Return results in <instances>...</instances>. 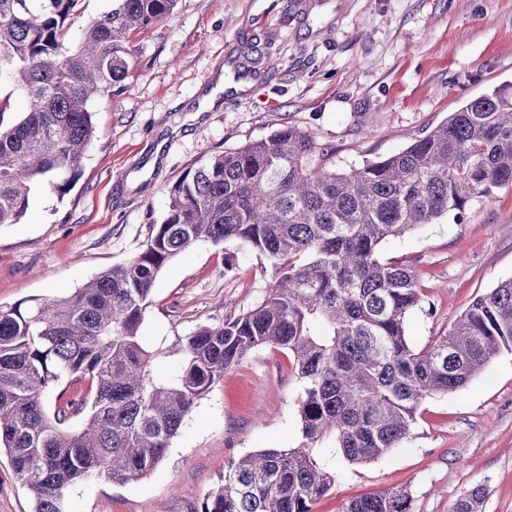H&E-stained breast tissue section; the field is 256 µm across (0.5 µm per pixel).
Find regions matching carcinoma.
<instances>
[{
	"instance_id": "obj_1",
	"label": "carcinoma",
	"mask_w": 512,
	"mask_h": 512,
	"mask_svg": "<svg viewBox=\"0 0 512 512\" xmlns=\"http://www.w3.org/2000/svg\"><path fill=\"white\" fill-rule=\"evenodd\" d=\"M111 2L72 47L67 26L79 0H0V80L27 96L22 118L0 127V225L19 223L38 183L69 191L95 138L90 103L121 86L132 36L172 15L178 0ZM326 157L294 125L212 154L172 185L161 222L130 260L68 295L0 306V449L34 512H66L77 484L151 472L199 400L263 346L288 351L303 382L302 442L229 460L193 512H311L334 482L313 449L331 440L352 463L379 459L412 437L427 397L465 387L512 350V278L416 349L404 330L422 302L416 274L381 256L388 240L512 186V83L348 173ZM233 240L271 263L263 300L170 347H143L166 263L199 241ZM174 355L177 373L160 375L155 361ZM64 382H84L88 393L62 404ZM483 502L477 486L452 512H482ZM343 512H413L412 494L386 489Z\"/></svg>"
}]
</instances>
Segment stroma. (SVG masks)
<instances>
[{"mask_svg":"<svg viewBox=\"0 0 512 512\" xmlns=\"http://www.w3.org/2000/svg\"><path fill=\"white\" fill-rule=\"evenodd\" d=\"M121 87L91 105L96 137L73 187L37 185L25 215L0 225V305L59 297L140 252L168 190L211 154L298 126L347 172L397 152L464 101L512 82V0H179L137 32ZM232 263H225V256ZM416 273L406 322L421 348L474 298L512 278V187L381 247ZM274 280L248 243L195 244L160 272L146 345L259 303ZM303 384L287 351L262 347L226 371L146 476L74 486L67 512H191L229 460L302 441ZM333 473L312 512L408 487L413 512H451L483 486V512H512V351L466 387L427 398L414 436L367 463L316 449Z\"/></svg>","mask_w":512,"mask_h":512,"instance_id":"35a3bbf8","label":"stroma"}]
</instances>
